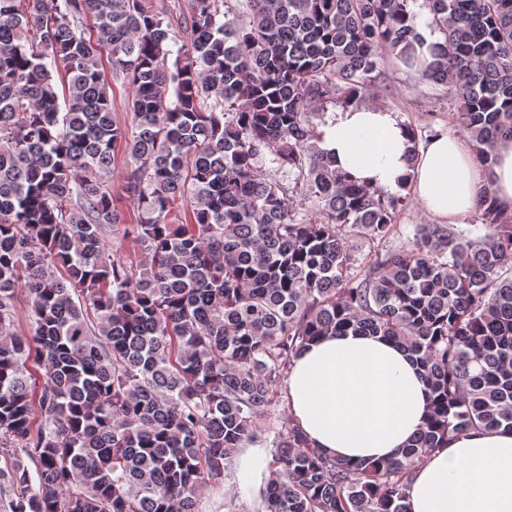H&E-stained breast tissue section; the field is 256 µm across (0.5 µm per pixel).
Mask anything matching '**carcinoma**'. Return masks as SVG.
I'll return each mask as SVG.
<instances>
[{
  "instance_id": "carcinoma-1",
  "label": "carcinoma",
  "mask_w": 512,
  "mask_h": 512,
  "mask_svg": "<svg viewBox=\"0 0 512 512\" xmlns=\"http://www.w3.org/2000/svg\"><path fill=\"white\" fill-rule=\"evenodd\" d=\"M412 2L190 0L175 32L153 0H0L3 512H198L262 421L264 512H407L451 437L512 430V217L419 224L356 272L349 233L387 237L408 197L352 182L317 143L320 110L361 103L386 54L454 91L479 163L512 142V0H425L442 35L426 64ZM112 77L132 88L128 127ZM118 153L135 224L108 183ZM176 202L189 223L168 222ZM108 232L137 258L107 253ZM347 329L423 368L428 422L399 457L352 465L293 416L271 424L295 354ZM110 94L112 96V118L118 126L128 125L131 121V113L128 101L132 90L127 82L121 79H111Z\"/></svg>"
}]
</instances>
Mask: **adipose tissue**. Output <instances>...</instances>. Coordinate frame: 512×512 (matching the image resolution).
I'll return each instance as SVG.
<instances>
[{"instance_id":"ef3b65f1","label":"adipose tissue","mask_w":512,"mask_h":512,"mask_svg":"<svg viewBox=\"0 0 512 512\" xmlns=\"http://www.w3.org/2000/svg\"><path fill=\"white\" fill-rule=\"evenodd\" d=\"M317 132L320 148L353 182L395 193L411 180L428 211L445 223L475 213L485 185L497 210L512 215V144L499 148L486 168L467 141L440 132L411 170L405 160L411 134L391 110L341 107ZM286 394L314 447L356 462L405 448L424 424L429 391L400 345L350 330L306 346L294 359ZM406 505L408 512H512V431L452 437L417 470Z\"/></svg>"}]
</instances>
